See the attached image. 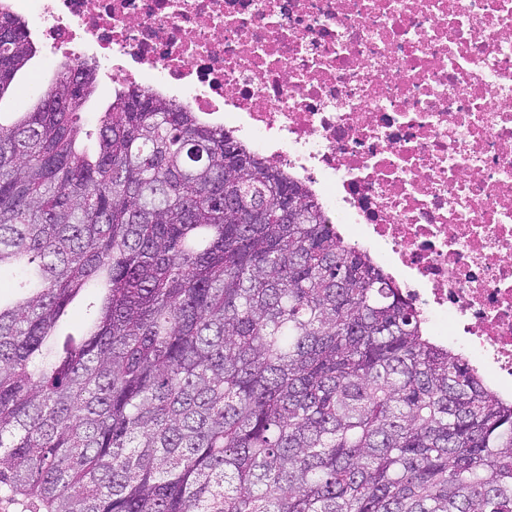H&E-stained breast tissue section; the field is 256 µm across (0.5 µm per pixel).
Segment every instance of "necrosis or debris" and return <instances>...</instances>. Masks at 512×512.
Masks as SVG:
<instances>
[{
	"label": "necrosis or debris",
	"mask_w": 512,
	"mask_h": 512,
	"mask_svg": "<svg viewBox=\"0 0 512 512\" xmlns=\"http://www.w3.org/2000/svg\"><path fill=\"white\" fill-rule=\"evenodd\" d=\"M52 66L94 60L237 133L512 398V0H10Z\"/></svg>",
	"instance_id": "1"
}]
</instances>
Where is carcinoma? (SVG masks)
Listing matches in <instances>:
<instances>
[{
  "mask_svg": "<svg viewBox=\"0 0 512 512\" xmlns=\"http://www.w3.org/2000/svg\"><path fill=\"white\" fill-rule=\"evenodd\" d=\"M3 25L0 99L36 53L0 2ZM92 91L81 61L0 115L20 291L0 303V492L30 512H512V403L310 190L146 87L88 129Z\"/></svg>",
  "mask_w": 512,
  "mask_h": 512,
  "instance_id": "carcinoma-1",
  "label": "carcinoma"
}]
</instances>
